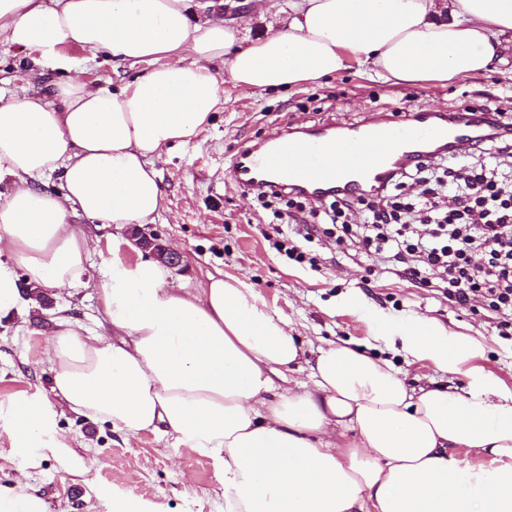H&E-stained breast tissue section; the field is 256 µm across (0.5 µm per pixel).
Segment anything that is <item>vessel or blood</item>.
Returning a JSON list of instances; mask_svg holds the SVG:
<instances>
[{
	"instance_id": "b4317fda",
	"label": "vessel or blood",
	"mask_w": 512,
	"mask_h": 512,
	"mask_svg": "<svg viewBox=\"0 0 512 512\" xmlns=\"http://www.w3.org/2000/svg\"><path fill=\"white\" fill-rule=\"evenodd\" d=\"M483 131L481 122L453 112H420L399 124L372 119L350 128L329 122L245 149L233 158L230 177L241 189H291L314 199L355 196L383 185L397 168L431 159L436 148L456 154Z\"/></svg>"
}]
</instances>
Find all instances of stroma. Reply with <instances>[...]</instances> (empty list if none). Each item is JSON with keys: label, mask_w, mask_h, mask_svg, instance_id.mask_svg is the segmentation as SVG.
I'll use <instances>...</instances> for the list:
<instances>
[{"label": "stroma", "mask_w": 512, "mask_h": 512, "mask_svg": "<svg viewBox=\"0 0 512 512\" xmlns=\"http://www.w3.org/2000/svg\"><path fill=\"white\" fill-rule=\"evenodd\" d=\"M64 52L74 77L91 84H122L134 71L106 55L89 58L79 48ZM499 109L512 115V74L495 72L448 85L401 87L383 84L347 70L320 83L286 90L243 92L224 87V109L185 146L173 147L155 167L165 199L146 233L178 252L177 279L202 280L227 275L252 285L294 328L314 358L327 343L348 344L389 359L411 385L437 382L462 391L477 379L512 389V340L499 336L498 318L484 309L446 301L436 284L399 277L392 264L366 254L338 252L329 239L299 241L302 261L275 247L277 213L287 198L262 207L254 193L228 178L232 159L259 142L282 136L286 128L311 129L328 121L361 122L373 112L402 121L421 110L475 116ZM91 287L49 290V305L26 301L14 317L0 320V405L21 392L54 401L46 350L58 316L102 335L110 330L100 318L93 289L104 277L100 256L86 272ZM425 317L473 338L477 355L459 372H443L432 363H416L401 345L382 348L373 339L378 319ZM57 433L83 457L95 487L63 474L53 459L27 467L14 456L11 432L0 419V491L24 486L40 497L46 512H111L113 498L135 497L144 512H224L223 478L210 459L171 436L145 432L125 435L111 424L91 421L57 408Z\"/></svg>", "instance_id": "1"}]
</instances>
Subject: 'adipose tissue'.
Instances as JSON below:
<instances>
[{
    "label": "adipose tissue",
    "instance_id": "adipose-tissue-1",
    "mask_svg": "<svg viewBox=\"0 0 512 512\" xmlns=\"http://www.w3.org/2000/svg\"><path fill=\"white\" fill-rule=\"evenodd\" d=\"M277 26L247 40L214 0H0V43L35 66L64 47L138 70L123 86L59 80L0 94V318L29 284H82L85 217L122 230L154 223L164 202L156 160L224 108V83L294 88L359 67L398 86L447 85L512 59V0H260ZM57 175L62 189L36 187ZM125 241L97 287L111 336L61 317L46 353L70 410L125 434L173 436L224 474V512H512V389L461 394L411 386L392 362L345 344L319 348L310 380L291 377L303 348L287 319L233 277L174 282ZM414 362L455 373L477 345L432 321L402 329ZM13 446L29 466L53 458L85 473L57 436V411L20 394Z\"/></svg>",
    "mask_w": 512,
    "mask_h": 512
}]
</instances>
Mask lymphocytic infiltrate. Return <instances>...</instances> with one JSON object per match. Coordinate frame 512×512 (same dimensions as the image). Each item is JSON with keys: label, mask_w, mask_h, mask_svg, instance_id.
<instances>
[{"label": "lymphocytic infiltrate", "mask_w": 512, "mask_h": 512, "mask_svg": "<svg viewBox=\"0 0 512 512\" xmlns=\"http://www.w3.org/2000/svg\"><path fill=\"white\" fill-rule=\"evenodd\" d=\"M491 130L473 148L498 159L497 167L454 162L442 172L416 164L398 170L381 192L338 195L323 213L294 215V234L311 240L336 227V242H352L366 254L390 253L405 277L439 276L459 305L481 302L498 315L501 336L512 335V122L494 112ZM418 174L431 188L417 203L393 195L402 178ZM454 193L453 207L443 204ZM431 228L422 237L419 225Z\"/></svg>", "instance_id": "obj_1"}]
</instances>
